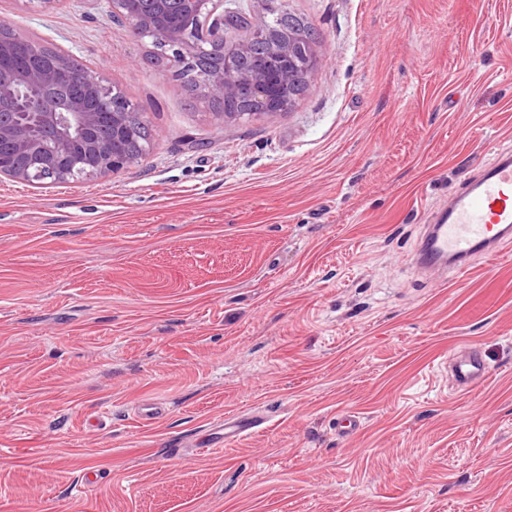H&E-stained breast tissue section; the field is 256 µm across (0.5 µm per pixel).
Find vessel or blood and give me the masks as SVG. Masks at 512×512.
Instances as JSON below:
<instances>
[{
	"label": "vessel or blood",
	"mask_w": 512,
	"mask_h": 512,
	"mask_svg": "<svg viewBox=\"0 0 512 512\" xmlns=\"http://www.w3.org/2000/svg\"><path fill=\"white\" fill-rule=\"evenodd\" d=\"M512 243V150H499L491 163L476 162L474 174L433 212L415 246L410 265L419 274L455 280L475 262ZM453 386L467 391L483 383L490 367L481 345L470 344L448 356ZM264 420L250 412L226 416L211 430V443L223 446L259 432Z\"/></svg>",
	"instance_id": "obj_1"
}]
</instances>
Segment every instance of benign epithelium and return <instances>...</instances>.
I'll list each match as a JSON object with an SVG mask.
<instances>
[{
  "label": "benign epithelium",
  "mask_w": 512,
  "mask_h": 512,
  "mask_svg": "<svg viewBox=\"0 0 512 512\" xmlns=\"http://www.w3.org/2000/svg\"><path fill=\"white\" fill-rule=\"evenodd\" d=\"M129 3L108 0L112 16L124 20L133 35L149 36L170 51L174 75L211 103L244 97L254 114L284 110L292 102L278 101L281 88L299 70L315 68L317 45L266 40V16L251 20L229 7L228 0H142L138 11ZM236 21L239 35L228 44L224 24ZM259 41L266 46L261 65L246 70L243 57ZM216 47L221 48L223 64L197 80L199 57ZM72 62L70 54L59 51L50 60L36 53L18 67L0 68V179L31 185L67 183L106 176L132 162L115 152L103 156L92 131L108 120L114 140L131 134L123 117L136 111L135 106L104 76L87 80L83 93L75 94L82 72L73 69ZM40 129L55 141L49 156Z\"/></svg>",
  "instance_id": "1"
}]
</instances>
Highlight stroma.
<instances>
[{
    "instance_id": "obj_1",
    "label": "stroma",
    "mask_w": 512,
    "mask_h": 512,
    "mask_svg": "<svg viewBox=\"0 0 512 512\" xmlns=\"http://www.w3.org/2000/svg\"><path fill=\"white\" fill-rule=\"evenodd\" d=\"M279 2L319 35L309 88L233 120L106 0H0L153 134L108 177L0 180V512H512V245L450 282L406 261L512 146V0ZM448 368L453 386L467 391L483 383L490 373L485 352L479 344H469L448 355ZM264 423L263 417L256 413L241 412L225 416L224 423L211 429L209 434V436H212L210 444L219 447L230 444L259 432Z\"/></svg>"
}]
</instances>
